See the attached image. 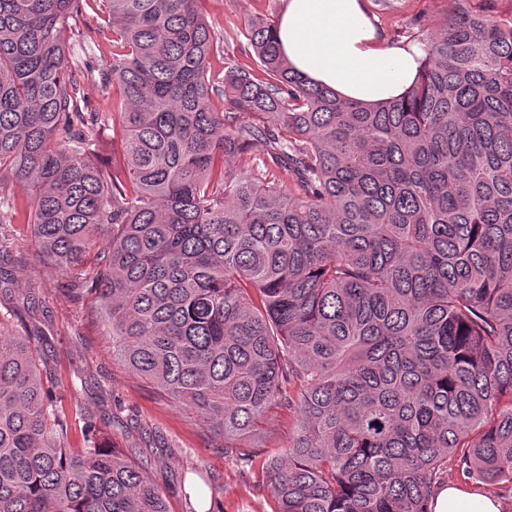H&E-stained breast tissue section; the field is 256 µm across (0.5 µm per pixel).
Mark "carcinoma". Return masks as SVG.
Returning a JSON list of instances; mask_svg holds the SVG:
<instances>
[{"instance_id": "obj_1", "label": "carcinoma", "mask_w": 512, "mask_h": 512, "mask_svg": "<svg viewBox=\"0 0 512 512\" xmlns=\"http://www.w3.org/2000/svg\"><path fill=\"white\" fill-rule=\"evenodd\" d=\"M486 2L448 0L418 82L367 105L295 71L273 19L244 21L257 68L214 77L202 0H0V171L40 253L224 447L293 416L246 453L276 512H431L453 465L512 498V18ZM100 40L112 66L69 63ZM63 400L0 327V512H170L140 449L87 418L70 446ZM293 427V417L287 416L286 414H277L273 416L267 423L262 424L255 434L249 439L250 441H244L237 445L238 447L245 448L249 446V443L264 444L265 448H278L288 444V433ZM273 430L274 435L269 437V431Z\"/></svg>"}]
</instances>
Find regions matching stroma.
Returning a JSON list of instances; mask_svg holds the SVG:
<instances>
[{
	"instance_id": "stroma-1",
	"label": "stroma",
	"mask_w": 512,
	"mask_h": 512,
	"mask_svg": "<svg viewBox=\"0 0 512 512\" xmlns=\"http://www.w3.org/2000/svg\"><path fill=\"white\" fill-rule=\"evenodd\" d=\"M382 39L401 44L427 36L442 22L445 0H364ZM284 0H206L221 52L212 59L221 70L225 58L254 64L243 35L251 16L277 18ZM10 246L0 253V324L13 333L37 326L32 344L43 370L64 389L69 407L91 416L117 446L145 448L154 466L151 478L163 489L173 512H274L276 504L258 465L225 452L194 410L175 404L132 374L112 354V338L95 299L78 296L52 263L39 253L24 217L0 224Z\"/></svg>"
}]
</instances>
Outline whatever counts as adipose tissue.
<instances>
[{"instance_id":"adipose-tissue-1","label":"adipose tissue","mask_w":512,"mask_h":512,"mask_svg":"<svg viewBox=\"0 0 512 512\" xmlns=\"http://www.w3.org/2000/svg\"><path fill=\"white\" fill-rule=\"evenodd\" d=\"M290 65L343 98L366 104L401 97L413 85L421 48L382 43L362 0H287L276 25ZM432 512H502L496 495L456 483L442 484Z\"/></svg>"}]
</instances>
